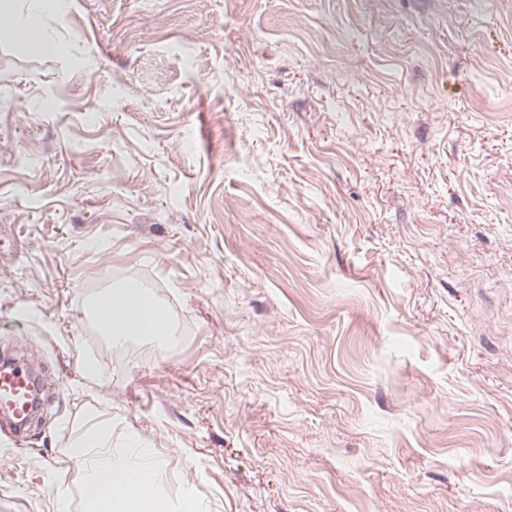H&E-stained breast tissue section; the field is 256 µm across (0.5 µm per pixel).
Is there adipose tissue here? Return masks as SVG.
Returning <instances> with one entry per match:
<instances>
[{"label":"adipose tissue","instance_id":"1","mask_svg":"<svg viewBox=\"0 0 512 512\" xmlns=\"http://www.w3.org/2000/svg\"><path fill=\"white\" fill-rule=\"evenodd\" d=\"M19 0H0V32L35 45L41 52L60 49L54 40L40 37L34 21L46 14L64 12L68 0H26V19H19ZM94 315L107 338L141 336L171 340L172 326L153 301L147 287L116 288L97 296ZM112 431L94 427L86 430L73 454L86 465L84 501L86 512H167L168 505L155 487L156 463L145 448L113 452Z\"/></svg>","mask_w":512,"mask_h":512}]
</instances>
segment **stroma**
I'll return each instance as SVG.
<instances>
[{"label":"stroma","mask_w":512,"mask_h":512,"mask_svg":"<svg viewBox=\"0 0 512 512\" xmlns=\"http://www.w3.org/2000/svg\"><path fill=\"white\" fill-rule=\"evenodd\" d=\"M0 36V512L84 429L171 512H512V0H69ZM147 276L181 338L86 317ZM96 366L94 376L83 370ZM35 380L29 369L17 359L3 358L0 364V414L8 419L15 446H23L20 433L24 425L40 408L35 392Z\"/></svg>","instance_id":"stroma-1"}]
</instances>
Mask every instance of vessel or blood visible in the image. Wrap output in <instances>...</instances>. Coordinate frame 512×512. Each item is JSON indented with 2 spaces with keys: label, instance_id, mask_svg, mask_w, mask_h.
Wrapping results in <instances>:
<instances>
[{
  "label": "vessel or blood",
  "instance_id": "b4317fda",
  "mask_svg": "<svg viewBox=\"0 0 512 512\" xmlns=\"http://www.w3.org/2000/svg\"><path fill=\"white\" fill-rule=\"evenodd\" d=\"M40 406L29 369L13 358L0 360V416L9 420L16 445H23L20 428Z\"/></svg>",
  "mask_w": 512,
  "mask_h": 512
}]
</instances>
